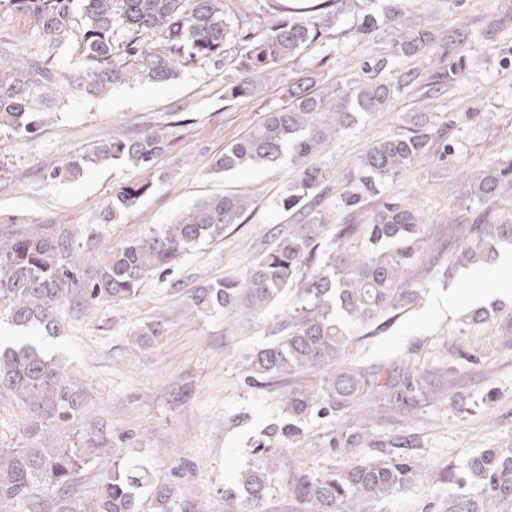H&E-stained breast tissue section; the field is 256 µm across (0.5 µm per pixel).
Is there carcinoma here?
I'll use <instances>...</instances> for the list:
<instances>
[{"label":"carcinoma","instance_id":"carcinoma-1","mask_svg":"<svg viewBox=\"0 0 512 512\" xmlns=\"http://www.w3.org/2000/svg\"><path fill=\"white\" fill-rule=\"evenodd\" d=\"M72 0H0L29 14L50 43L75 39L84 70L56 74L48 63L26 59L13 63L14 75L0 79V128L30 134L39 124L31 111L32 97L59 89L99 93L129 77L151 82L175 78L182 56L224 64L229 43L237 44L243 79L228 85L230 97L259 91L262 81L278 67L300 55L325 30L333 27L339 11L335 0H317L307 6H289L273 0L276 17L255 32L233 27L224 0H81L86 19L72 25ZM360 34L390 39L394 53L413 56L436 48L440 69L427 86L428 93L452 85L466 66V35L454 34L435 42L425 26H386L375 14L364 17ZM124 39V57L114 54L117 37ZM390 59L379 56L365 65L367 78L345 89L311 91L313 79L288 85L286 105L266 113L243 137L224 146L212 171L287 161L297 168L275 206L293 223L279 232L257 255L242 280L227 277L197 288L189 309L199 316L216 311L240 319L253 318L288 296L274 327V340L253 352L246 365L247 381L256 384L308 371L320 373L314 386H290L285 412L264 429L252 448L253 461L239 474L238 488L229 498L243 497L245 512H263L272 490L273 474L265 455L275 447L302 442L303 425L312 418H338L362 400L371 398L402 418L411 417L436 396L425 374L400 365L357 368L347 358L358 338L384 327L421 300L416 288H403L411 267L427 256L430 225L407 202L386 199L363 224L354 223L365 200L375 196L387 180L400 176L419 159L448 160L453 145L447 124L432 112H413L401 128L371 143L339 193L341 223L322 206L326 170L311 162L322 145L351 128L360 118L383 111L412 74L401 72L386 80L381 74ZM167 136L160 130L136 138H119L66 157L49 172L53 180L76 178L93 166H123L148 173L128 180L112 195L103 212L104 223L148 196L156 183L168 179L154 171L155 160L166 151ZM512 188V161L492 162L469 184L466 196L484 208L468 225L469 241L448 258L441 275L467 263H485L497 256L500 244L512 246V216L498 214L488 204ZM252 201L237 194H215L196 201L171 223L127 240L108 256L81 267L76 234L58 227L42 234L16 232L0 239V315L22 332L40 329L52 333L61 324V309L76 295L82 305L122 302L135 298L143 279L170 271L177 260L203 240L224 238ZM499 307L464 314L467 329L495 318ZM162 335L157 324L134 330L137 344L148 346ZM0 388L27 400L43 417L70 419L83 407L84 394L69 366L46 354L36 339L18 346L0 347ZM112 447L104 435H87L80 448H0V508L26 501L38 512L31 493L41 484L62 490L99 452ZM328 447L352 457L341 469L296 477L292 495L304 512H378V507L408 489L427 471L424 461L403 447L370 438L359 427L336 428ZM448 512H509L512 508V447L489 448L460 468L447 471ZM178 495L172 482L159 480L140 464L112 459L101 474V488L92 512H177Z\"/></svg>","mask_w":512,"mask_h":512}]
</instances>
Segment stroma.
<instances>
[{"label": "stroma", "mask_w": 512, "mask_h": 512, "mask_svg": "<svg viewBox=\"0 0 512 512\" xmlns=\"http://www.w3.org/2000/svg\"><path fill=\"white\" fill-rule=\"evenodd\" d=\"M387 2L341 0L336 26L282 66L253 97L226 98V85L238 76L233 66L186 60L167 83L119 84L102 96L57 95L41 104L43 117L33 134L0 129V236L17 229L43 233L59 224L93 225L98 235L90 253L98 258L169 223L201 198L235 193L252 201L223 239L198 245L166 276L144 280L134 299L92 307L71 300L63 310L60 336L43 337L42 345L73 366L87 395L85 406L67 420H41L28 404L0 390V448H27L36 441L74 448L81 435L100 427L114 440L120 458L142 463L155 476L174 482L180 502L191 504L194 512H242L243 501L229 500L225 489L235 485L266 425L280 416L289 385L313 384L318 375L307 372L289 380L248 384L246 360L271 342L280 306L247 321L221 311L207 316L190 312L188 298L194 289L206 281L244 277L258 250L290 222L274 201L294 179V166L215 174L211 164L226 143L285 103L288 83L310 77L318 89L345 88L361 76L367 61L390 54L389 43L357 34L363 16L381 11ZM399 7L406 23H427L437 38L454 30L467 32L469 69L452 87L426 99L421 88L437 66L435 55L398 59L395 72L415 73L414 82L396 94L386 111L330 141L316 161L329 175L327 199L332 202L367 146L391 134L406 113L455 115L458 123L449 135L455 150L447 162L422 160L386 181L380 195L408 201L433 226L431 248L451 255L466 241L465 226L478 208L461 198V190L488 160H512V0H399ZM492 22L499 29L488 41L482 32ZM18 55L47 59L58 72L82 65L75 43L50 44L28 14L0 8L1 78L10 75V62ZM153 130L164 131L170 142L156 166L172 178L158 183L115 223H101L100 214L118 187L134 178L133 170L94 167L71 181L48 177L68 155ZM483 273L482 279L473 280L467 269L459 268L444 280L417 267L406 283L421 289L419 307L377 335L360 337L354 347L355 359L367 367L387 369L413 361L438 393L408 421L377 409L369 399L363 401L362 412L350 417L352 425L363 426L377 440L415 437L416 454L429 466L423 479L385 502L386 512H446L448 485L442 475L449 466L463 465L488 448L512 447V339L507 326L496 322L469 332L459 322L460 312L473 308L478 295L483 307L512 313V295L493 289L502 276L498 262L484 265ZM451 291L459 298L455 313H437L435 302ZM144 323L163 328L148 347L136 345L129 334ZM459 349L479 351L480 364L448 372V361ZM458 394L466 401L462 412L449 403ZM35 423L41 426L36 438L28 434ZM304 428L298 447L274 448L267 455L274 487L265 512H300L288 493L294 476L316 475L349 462L327 445L335 422L311 419ZM101 468L97 461L88 464L64 490L38 487L44 512H55L62 495L75 512H91Z\"/></svg>", "instance_id": "obj_1"}]
</instances>
